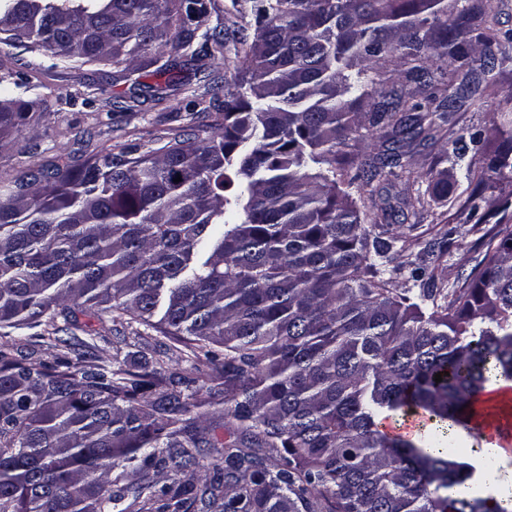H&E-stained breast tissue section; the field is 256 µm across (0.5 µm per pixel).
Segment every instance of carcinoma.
Wrapping results in <instances>:
<instances>
[{
	"instance_id": "1",
	"label": "carcinoma",
	"mask_w": 512,
	"mask_h": 512,
	"mask_svg": "<svg viewBox=\"0 0 512 512\" xmlns=\"http://www.w3.org/2000/svg\"><path fill=\"white\" fill-rule=\"evenodd\" d=\"M254 34L223 117L155 151L131 147L83 167L30 169L0 193V328H36L70 346L76 309L112 313L172 342L191 393L162 367L133 372L62 356L35 364L0 346V512H512L474 485L446 448L387 436L412 416L469 427L476 398L512 380V226L483 244L462 285L392 287L400 235L369 237L356 180L365 128L435 138L433 113L384 95L367 72L397 57L405 79L430 67L470 92L477 70L511 59L491 0L448 18L447 0H248ZM206 7L168 0H0V33L62 61L130 62L184 49ZM480 31L479 67L448 26ZM0 90V135L22 112ZM486 180L512 175V145ZM181 177L178 183L173 182ZM219 371L221 442L190 412ZM443 373L437 383L434 375ZM224 448L207 476L204 449ZM279 452L266 462L262 450ZM188 472L190 478L179 474Z\"/></svg>"
}]
</instances>
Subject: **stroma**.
<instances>
[{"label":"stroma","mask_w":512,"mask_h":512,"mask_svg":"<svg viewBox=\"0 0 512 512\" xmlns=\"http://www.w3.org/2000/svg\"><path fill=\"white\" fill-rule=\"evenodd\" d=\"M203 27L219 31L216 45L195 36L190 47L166 50L157 60L142 56L128 68L109 62L61 61L50 53L14 45L0 34V78L15 84L14 97L24 112L18 126L0 137V189L32 167L59 164L73 169L104 150L135 144L141 151L163 146L173 134L213 123L224 109V92L235 90L242 58V20L232 0H204ZM175 64L179 80L155 75L159 62ZM485 94L461 97L441 124L436 139L404 141L395 146L399 167L386 168L373 180L359 182L353 195L366 225L396 231L403 260L425 263L433 286L446 291L461 285L480 257V240L499 224L512 225V206L503 207L499 188L467 181L468 165L479 162L471 144L480 135L485 146L512 132V63L481 74ZM417 173L407 182L403 168ZM447 169V189L428 179L430 169ZM87 332L86 364L123 365L166 362L186 376L189 363H173L168 339L143 340L127 325L102 327L93 316H81ZM0 344L17 348L36 362L54 363L63 347L50 344L35 330L0 329Z\"/></svg>","instance_id":"obj_1"}]
</instances>
